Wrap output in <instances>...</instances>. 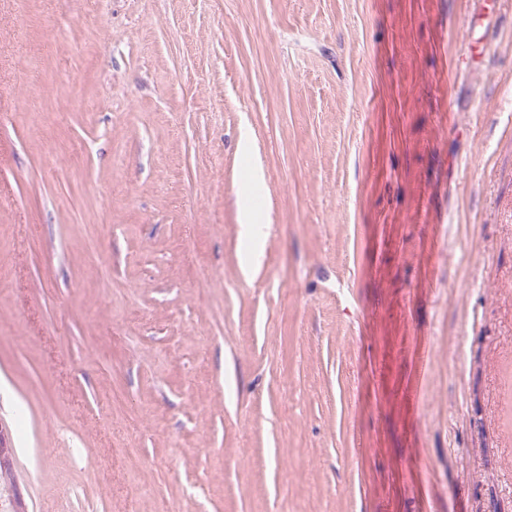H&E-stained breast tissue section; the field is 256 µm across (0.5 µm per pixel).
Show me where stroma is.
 <instances>
[{"label": "stroma", "instance_id": "1", "mask_svg": "<svg viewBox=\"0 0 512 512\" xmlns=\"http://www.w3.org/2000/svg\"><path fill=\"white\" fill-rule=\"evenodd\" d=\"M509 379L512 0H0L29 512H512ZM238 208L244 246V270H249L262 256L266 225H263L264 222L252 208L246 192H243L238 198Z\"/></svg>", "mask_w": 512, "mask_h": 512}]
</instances>
